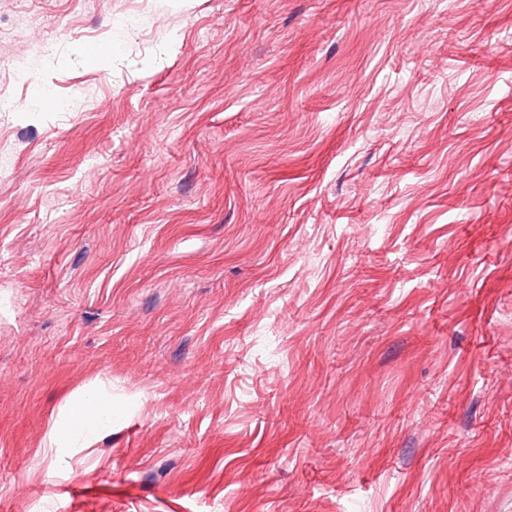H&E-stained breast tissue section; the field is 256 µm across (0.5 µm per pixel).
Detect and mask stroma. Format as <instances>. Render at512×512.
Wrapping results in <instances>:
<instances>
[{
	"label": "stroma",
	"mask_w": 512,
	"mask_h": 512,
	"mask_svg": "<svg viewBox=\"0 0 512 512\" xmlns=\"http://www.w3.org/2000/svg\"><path fill=\"white\" fill-rule=\"evenodd\" d=\"M40 37L0 512H512V0H0ZM107 413L112 414L110 406L99 399H86L82 405L77 406L74 410L75 427L72 432L85 434L87 430L93 429Z\"/></svg>",
	"instance_id": "stroma-1"
}]
</instances>
